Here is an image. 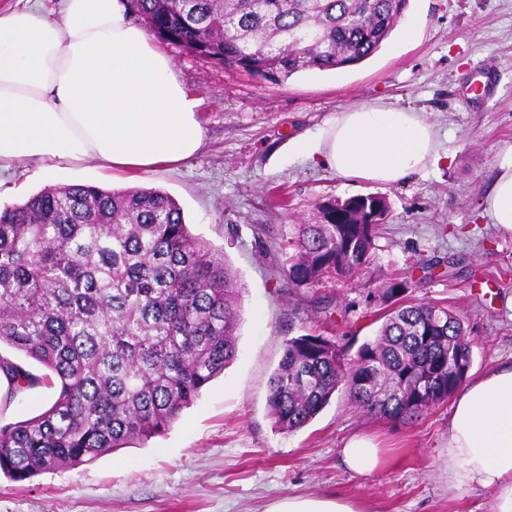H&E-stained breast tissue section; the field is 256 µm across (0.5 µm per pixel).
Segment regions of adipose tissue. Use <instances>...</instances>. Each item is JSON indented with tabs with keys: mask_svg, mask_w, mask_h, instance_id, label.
Instances as JSON below:
<instances>
[{
	"mask_svg": "<svg viewBox=\"0 0 512 512\" xmlns=\"http://www.w3.org/2000/svg\"><path fill=\"white\" fill-rule=\"evenodd\" d=\"M201 101L170 58L131 20L128 0H39L0 13V163L55 169L94 159L147 174L197 154ZM296 154L337 174L394 185L440 159L437 130L419 112L375 102L339 112ZM512 237V151L484 201ZM448 480L494 491L491 512H512V363L472 379L448 418Z\"/></svg>",
	"mask_w": 512,
	"mask_h": 512,
	"instance_id": "1",
	"label": "adipose tissue"
}]
</instances>
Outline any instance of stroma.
<instances>
[{
  "instance_id": "1",
  "label": "stroma",
  "mask_w": 512,
  "mask_h": 512,
  "mask_svg": "<svg viewBox=\"0 0 512 512\" xmlns=\"http://www.w3.org/2000/svg\"><path fill=\"white\" fill-rule=\"evenodd\" d=\"M413 41L393 31L360 64L307 71L284 82L255 78L162 43L185 87L200 98L201 153L176 168L120 173L88 161L58 171L32 161L0 171V207L44 187L156 188L177 200L193 234L222 249L242 287L237 355L162 436L94 463L15 482L0 475V512H266L288 496L353 502L360 512H488L491 490L448 482L450 405L410 425L376 421L344 393L300 430H277L268 382L286 339L322 335L351 348L373 339L385 311L379 293L412 277L407 299L440 301L472 341L470 377L512 362V238L483 212L512 150V0H409ZM485 75L493 95L472 92ZM372 102L425 112L438 129L437 164L391 187L340 176L290 144L314 136L342 109ZM376 194L390 218L371 261L347 281L289 292L278 269L295 225L319 220V203ZM326 296L330 314L316 311ZM52 389L0 404V422L35 416ZM366 435L386 464L348 470L341 450Z\"/></svg>"
}]
</instances>
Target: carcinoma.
<instances>
[{"mask_svg": "<svg viewBox=\"0 0 512 512\" xmlns=\"http://www.w3.org/2000/svg\"><path fill=\"white\" fill-rule=\"evenodd\" d=\"M409 0H132L161 40L281 82L357 65L380 50ZM299 224L288 287L346 280L371 259L386 199L318 204ZM240 289L219 250L192 234L180 206L155 188L48 187L0 208V353L8 397L55 388L39 415L0 425V472L15 482L91 464L164 434L237 354ZM472 343L437 302L383 316L355 357L335 341L285 340L269 382L275 427L307 425L344 389L365 415L407 425L461 387Z\"/></svg>", "mask_w": 512, "mask_h": 512, "instance_id": "1", "label": "carcinoma"}]
</instances>
